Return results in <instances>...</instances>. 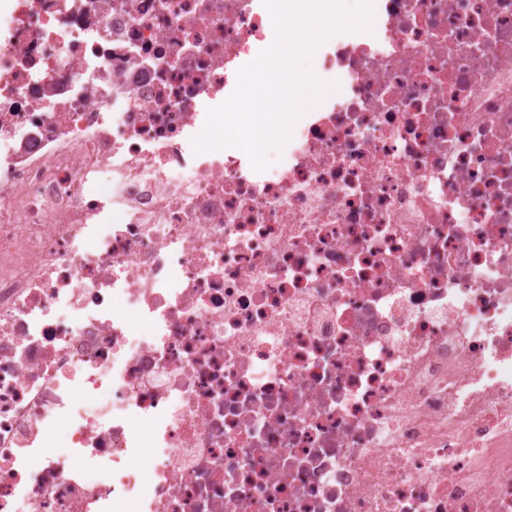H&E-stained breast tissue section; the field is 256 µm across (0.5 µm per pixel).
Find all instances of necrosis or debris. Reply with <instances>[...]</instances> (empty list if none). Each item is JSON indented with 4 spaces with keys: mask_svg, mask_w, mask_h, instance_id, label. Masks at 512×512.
<instances>
[{
    "mask_svg": "<svg viewBox=\"0 0 512 512\" xmlns=\"http://www.w3.org/2000/svg\"><path fill=\"white\" fill-rule=\"evenodd\" d=\"M370 8L258 172L264 0H0V512H512V0Z\"/></svg>",
    "mask_w": 512,
    "mask_h": 512,
    "instance_id": "1",
    "label": "necrosis or debris"
}]
</instances>
